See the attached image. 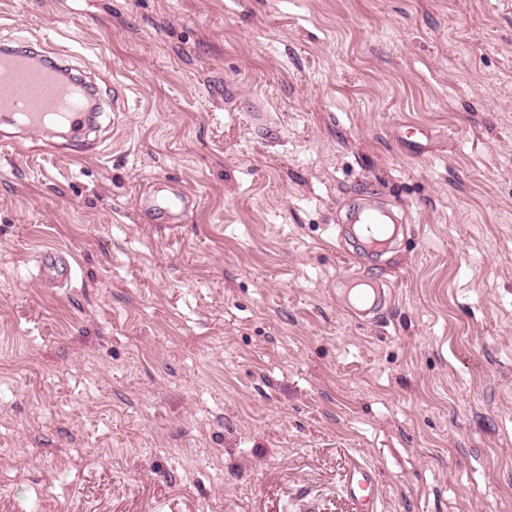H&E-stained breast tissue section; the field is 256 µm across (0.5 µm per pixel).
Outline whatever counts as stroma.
Listing matches in <instances>:
<instances>
[{
  "label": "stroma",
  "mask_w": 512,
  "mask_h": 512,
  "mask_svg": "<svg viewBox=\"0 0 512 512\" xmlns=\"http://www.w3.org/2000/svg\"><path fill=\"white\" fill-rule=\"evenodd\" d=\"M1 45L99 110L0 121V512H354L356 461L380 512H512V0H0ZM353 210L351 222L361 224L357 230L362 236L366 251L378 254L388 250L395 236L394 233H389L386 224L397 222L392 214L366 198L357 203ZM366 286V288H355ZM347 298L352 306H358L360 314L368 320L377 321L386 303L385 289L381 284L361 280L346 288ZM346 494L354 503L356 512H377L381 485L375 470L357 462L346 486Z\"/></svg>",
  "instance_id": "35a3bbf8"
}]
</instances>
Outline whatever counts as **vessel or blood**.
<instances>
[{
  "mask_svg": "<svg viewBox=\"0 0 512 512\" xmlns=\"http://www.w3.org/2000/svg\"><path fill=\"white\" fill-rule=\"evenodd\" d=\"M83 89L80 85L63 82L59 73L44 66L33 57L13 52L0 53V112L30 131H41L57 124L69 133L81 131L88 120L83 107ZM352 223L358 224L367 252L388 250L394 239L388 231L392 214L371 200H363L354 207ZM351 305L357 306L363 317L380 319L386 303L381 284L367 282L365 287L347 290ZM346 494L356 512H377L381 496L378 476L369 465L356 463Z\"/></svg>",
  "mask_w": 512,
  "mask_h": 512,
  "instance_id": "obj_1",
  "label": "vessel or blood"
}]
</instances>
